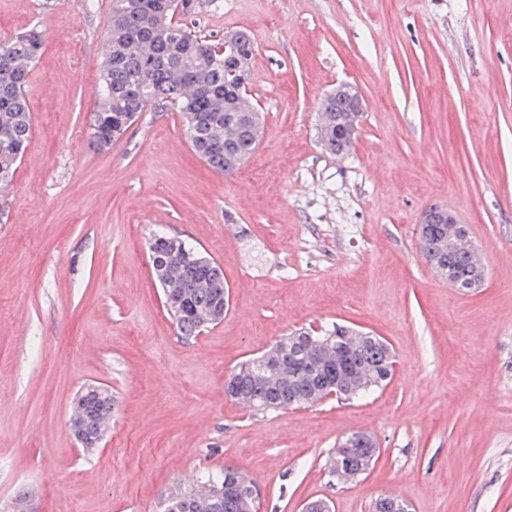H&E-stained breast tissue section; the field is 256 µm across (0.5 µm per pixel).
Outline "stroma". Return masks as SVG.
Instances as JSON below:
<instances>
[{
	"mask_svg": "<svg viewBox=\"0 0 512 512\" xmlns=\"http://www.w3.org/2000/svg\"><path fill=\"white\" fill-rule=\"evenodd\" d=\"M204 35L246 31L262 139L233 174L192 151L174 108H148L94 149L112 0H0V42H45L26 87L32 133L0 191V504L40 512H158L183 468L234 466L259 512H512V0H195ZM363 98L353 146L327 153L322 98ZM433 205L466 224L485 263L459 290L427 263ZM224 269L223 322L185 339L149 263L154 233ZM381 336L383 389L266 413L228 396L242 360L298 330ZM96 384L112 427L87 451L73 399ZM374 468L330 482L346 435Z\"/></svg>",
	"mask_w": 512,
	"mask_h": 512,
	"instance_id": "35a3bbf8",
	"label": "stroma"
}]
</instances>
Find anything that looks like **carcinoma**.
Instances as JSON below:
<instances>
[{
    "mask_svg": "<svg viewBox=\"0 0 512 512\" xmlns=\"http://www.w3.org/2000/svg\"><path fill=\"white\" fill-rule=\"evenodd\" d=\"M194 0H112V19L106 32L98 103L93 114V143L99 150L112 146L130 127L129 118L148 106L171 105L181 112L190 145L216 173L236 172L256 149V111L246 87L255 54L254 42L242 30L210 39L175 22L187 15ZM230 45L224 46V40ZM43 32L31 28L0 44V187L13 181L31 135V111L26 82L41 53ZM362 103L344 91L320 103V143L331 154L351 148L345 133L352 127ZM460 224H436L421 247L431 267L446 282L456 285L478 278L480 261ZM149 252L162 262L164 297L172 300L170 316L185 339L198 336L208 324L224 320L229 290L224 281L211 285L214 276L201 261L218 263L185 241L155 234ZM351 354L349 368L339 375L343 396L359 398L385 387L393 372L394 354L387 347L375 355L364 347L359 330L336 324L324 334L308 331L284 337L260 356L245 360L229 374L227 394L255 411L280 408V398L291 395L295 405L314 404L323 388L325 369L336 363L338 350ZM112 392L100 385L84 387L74 398L70 419L95 437H103L112 416L106 405ZM368 449L344 442L328 456L330 475L348 482L365 474ZM243 474L228 466L206 472L188 486L165 493L159 512H257L258 503L244 489L224 495L228 478ZM379 512H405L409 504L388 496L377 500Z\"/></svg>",
    "mask_w": 512,
    "mask_h": 512,
    "instance_id": "carcinoma-1",
    "label": "carcinoma"
}]
</instances>
